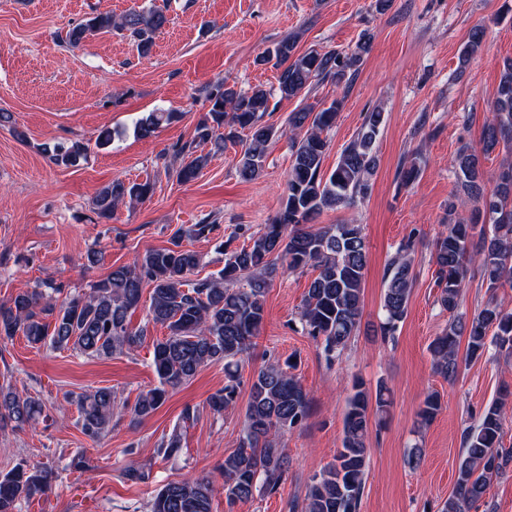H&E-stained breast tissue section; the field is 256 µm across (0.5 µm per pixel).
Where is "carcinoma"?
Segmentation results:
<instances>
[{
    "label": "carcinoma",
    "mask_w": 512,
    "mask_h": 512,
    "mask_svg": "<svg viewBox=\"0 0 512 512\" xmlns=\"http://www.w3.org/2000/svg\"><path fill=\"white\" fill-rule=\"evenodd\" d=\"M169 23L167 15L155 8L133 10L116 19L97 13L70 29L66 42L77 47L91 36L114 29L129 33L140 57L151 55L155 36ZM368 49L362 40L351 53L298 50L288 37L267 48L256 59L274 62L277 85L271 89L255 86L237 89L224 82L206 92L209 109L195 127L194 138L180 145L176 155L185 156L176 170L181 183L195 180L207 166L211 152L227 145L244 143L236 171L244 181L259 178L265 167L268 147L283 135L264 121L271 99L307 98L315 81L331 78L350 83ZM341 101L327 108L301 103L288 115L292 160L281 207L270 223L254 234L250 242L224 253V268L194 282L188 276L201 264L200 255L178 242L171 248L150 249L133 263L119 266L95 282L89 294L69 296L59 287L43 297L37 291L17 294L8 306H0V339L20 334L35 346L71 349L90 357H110L133 350L146 340V329H132L128 314L150 287L148 319L165 327L167 336L152 341L153 366L158 385L139 396L131 415L141 421L166 400L169 390L192 379L201 368L224 362V387L207 400L210 410L222 414L236 404L241 385L239 363L247 357L258 336L265 296L279 272L311 268V279L300 307V321L325 360L341 359L361 329L363 284L368 247L360 224H329L315 228L312 223L326 210L350 206L368 196L377 172L376 144L385 124L382 110L363 114L354 137L340 152L331 171L322 164L328 149V132L336 123ZM179 118V113L157 109L135 125L140 138L153 136L159 128ZM482 153L469 146L458 148L450 160L457 183L477 202L468 215L460 216L450 207L448 224L432 241V262L437 301L450 320L443 332L429 344L434 372L443 379H456L461 369L459 344L466 339L465 360L483 357L494 347V355L512 359V310L488 302L469 316L460 311L461 297L470 277V266L487 288H512V160L502 165L486 189L481 156L503 147L512 151V60L504 63L493 101L491 118L482 131ZM203 144L211 151L197 153ZM45 151L57 165L78 167L87 160L88 147L79 140L57 142ZM421 153L416 151L399 171L401 186H411L421 172ZM149 182L113 180L93 200L94 212L109 220L125 202L142 201L153 193ZM410 234L387 264L382 298L383 339L394 338L406 314L413 288L414 258ZM290 361H268L254 372L249 386L238 447L224 458V500L228 512L255 493H271L288 477L291 460L281 447L284 433L301 427L309 416L308 393L295 375L288 372ZM347 400L341 448L333 462L314 475L303 502L293 501L290 512H359L368 461L367 440L371 413L386 411L390 404L384 383L376 390L361 379L352 385ZM512 393L501 390L462 433V454L458 464L456 490L444 502L441 512H470L484 505L491 484L512 473V448L503 443L507 405ZM77 424L84 435L96 440L112 428L114 398L107 387L77 395ZM442 407L440 395H425L418 418L431 422ZM195 411L187 408L156 448L165 460L183 454L184 424ZM45 417L44 403L12 390L0 391V420L7 419L22 429ZM48 471L39 462H22L0 473V512H15L16 502L42 495L49 488ZM214 486L207 478L185 477L166 483L147 504L148 512H211Z\"/></svg>",
    "instance_id": "carcinoma-1"
}]
</instances>
